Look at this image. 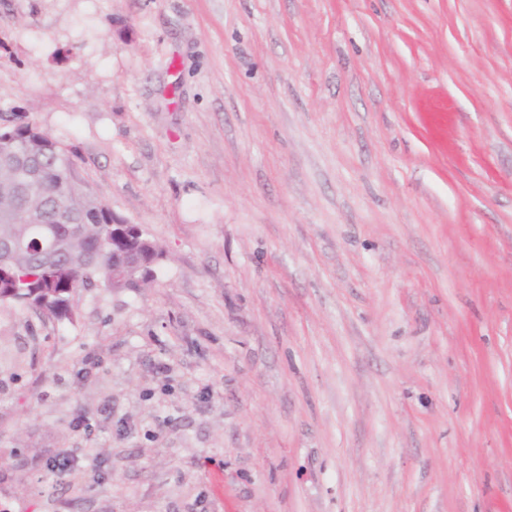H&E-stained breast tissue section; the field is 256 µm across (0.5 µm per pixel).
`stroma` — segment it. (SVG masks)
<instances>
[{
	"label": "stroma",
	"mask_w": 512,
	"mask_h": 512,
	"mask_svg": "<svg viewBox=\"0 0 512 512\" xmlns=\"http://www.w3.org/2000/svg\"><path fill=\"white\" fill-rule=\"evenodd\" d=\"M0 115L166 254L0 304V512H512V0H0Z\"/></svg>",
	"instance_id": "1"
}]
</instances>
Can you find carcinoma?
<instances>
[{"label": "carcinoma", "instance_id": "1", "mask_svg": "<svg viewBox=\"0 0 512 512\" xmlns=\"http://www.w3.org/2000/svg\"><path fill=\"white\" fill-rule=\"evenodd\" d=\"M28 123H10L0 128V155L13 153L24 141ZM74 163L63 149H58L47 163L44 182L49 198L41 196L6 195L0 193V212L12 220L0 223V237L22 241L24 251L17 254L14 264L15 283H0V303L22 310L28 305L10 292V288H40L52 299L48 318L56 322H71L75 318L74 295L81 289L129 288L134 285L125 270L112 264V257L127 252V247L112 239V209L104 207L91 194L76 185ZM31 209L43 212L44 223L26 224L25 214ZM59 239L65 249L57 261L69 265L72 273L66 277L50 275L43 268V252L36 240L48 246ZM163 252L151 235L144 237L135 259L158 264Z\"/></svg>", "mask_w": 512, "mask_h": 512}]
</instances>
